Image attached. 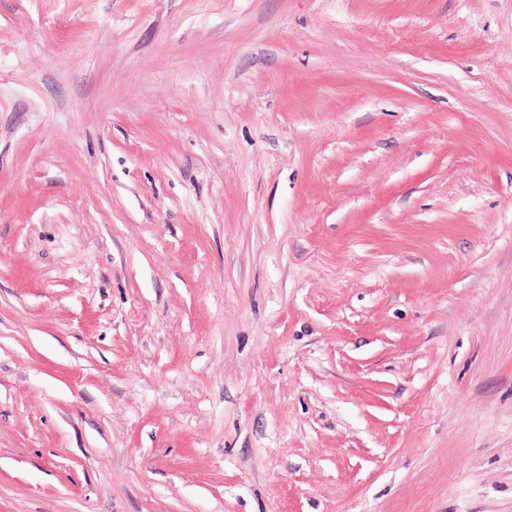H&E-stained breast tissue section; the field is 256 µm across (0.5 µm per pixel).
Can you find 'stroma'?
<instances>
[{
	"label": "stroma",
	"mask_w": 512,
	"mask_h": 512,
	"mask_svg": "<svg viewBox=\"0 0 512 512\" xmlns=\"http://www.w3.org/2000/svg\"><path fill=\"white\" fill-rule=\"evenodd\" d=\"M0 512H512V0H0Z\"/></svg>",
	"instance_id": "obj_1"
}]
</instances>
